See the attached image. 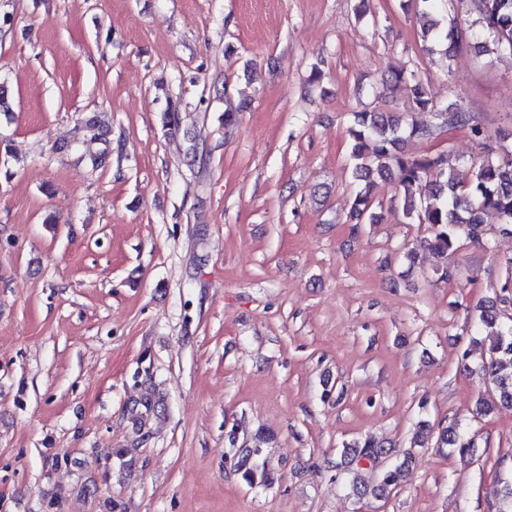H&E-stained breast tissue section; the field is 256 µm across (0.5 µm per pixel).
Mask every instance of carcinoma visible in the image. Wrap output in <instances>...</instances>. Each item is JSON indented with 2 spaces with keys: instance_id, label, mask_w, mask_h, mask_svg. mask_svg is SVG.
Listing matches in <instances>:
<instances>
[{
  "instance_id": "carcinoma-1",
  "label": "carcinoma",
  "mask_w": 512,
  "mask_h": 512,
  "mask_svg": "<svg viewBox=\"0 0 512 512\" xmlns=\"http://www.w3.org/2000/svg\"><path fill=\"white\" fill-rule=\"evenodd\" d=\"M426 17L422 40L432 49L451 55L464 46L473 44L484 52L512 56V0H474L479 13L480 27H463L448 18L447 0H418ZM411 84L414 109L419 112H436L448 116V123L469 130L481 149L495 154L471 166V177L459 180L454 170L448 168L444 153L410 155L404 151L406 137L430 140L440 133L435 125H417L399 112H355L350 130L352 144L350 159L358 189L355 191L351 214L356 224L370 213L374 199L371 190L379 182L391 180L398 174L399 192L403 213L411 224H426L433 236L426 241L432 251L448 256L457 252L463 241L484 247L488 245L486 224L494 218L501 232L512 234V140L509 136L491 134L474 117L459 108H441L436 104L414 72L400 71L393 77V84ZM508 302L502 297L489 301L481 309L476 330H489L491 341L478 358V369L486 382L496 392L502 405H512V317L500 304ZM136 406L139 428L137 443L143 444L150 437L146 421L156 411V402L144 395ZM436 438L439 448H450L459 454L473 447L472 437L459 423L447 426L433 425L428 420L419 422L418 440L425 442ZM353 458L376 460L387 449L367 436L362 441L347 445ZM403 459L388 467L380 484L374 485L361 474L354 472L348 479L353 492L367 493L380 498L388 489L397 486L412 458L410 452L402 453ZM242 479L250 486L267 485L270 475L265 468L247 466V460L236 463Z\"/></svg>"
}]
</instances>
